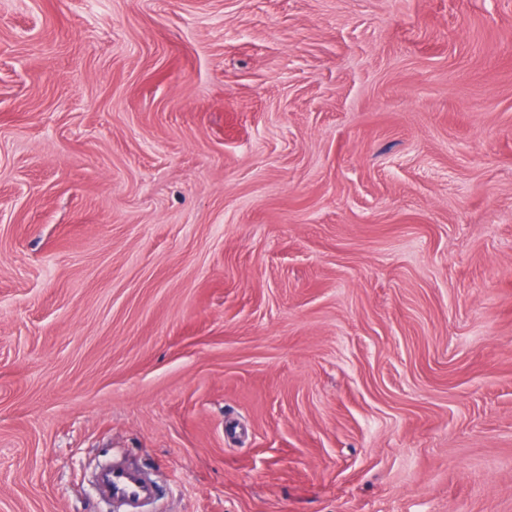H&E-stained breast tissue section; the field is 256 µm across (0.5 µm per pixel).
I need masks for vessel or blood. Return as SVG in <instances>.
Segmentation results:
<instances>
[{
    "label": "vessel or blood",
    "instance_id": "vessel-or-blood-1",
    "mask_svg": "<svg viewBox=\"0 0 512 512\" xmlns=\"http://www.w3.org/2000/svg\"><path fill=\"white\" fill-rule=\"evenodd\" d=\"M91 485L115 512H149L161 496V489L150 474L120 454L107 457L98 465Z\"/></svg>",
    "mask_w": 512,
    "mask_h": 512
}]
</instances>
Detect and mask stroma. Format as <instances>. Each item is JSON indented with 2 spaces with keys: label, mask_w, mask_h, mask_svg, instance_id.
<instances>
[{
  "label": "stroma",
  "mask_w": 512,
  "mask_h": 512,
  "mask_svg": "<svg viewBox=\"0 0 512 512\" xmlns=\"http://www.w3.org/2000/svg\"><path fill=\"white\" fill-rule=\"evenodd\" d=\"M512 512V0H0V512ZM96 495L119 512H147L160 498L161 489L144 469L125 456L105 458L91 476Z\"/></svg>",
  "instance_id": "1"
}]
</instances>
